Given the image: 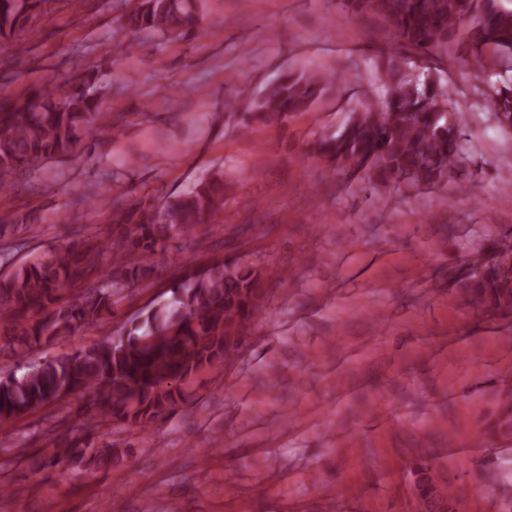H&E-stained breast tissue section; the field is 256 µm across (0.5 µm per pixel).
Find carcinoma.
<instances>
[{
    "label": "carcinoma",
    "mask_w": 512,
    "mask_h": 512,
    "mask_svg": "<svg viewBox=\"0 0 512 512\" xmlns=\"http://www.w3.org/2000/svg\"><path fill=\"white\" fill-rule=\"evenodd\" d=\"M0 0V32L14 31L21 10L40 0ZM353 13H373L393 27L396 51L379 56L375 69L385 93L381 105L353 112L335 135L315 140L314 152L336 168L365 170L379 190L396 181L411 186L445 185L466 169L462 90L452 87L438 67L407 69L406 53L433 58L450 55L464 32L463 46L476 59L475 78L484 88L479 108L500 128L512 129V80L488 82L486 66L512 69V0H343ZM203 0H141L118 18L135 37L179 38L201 17ZM98 74L90 70L56 96L43 88L0 100V184L20 169L78 155L82 129L91 137L118 134L100 111ZM327 77L285 71L266 92L239 113L241 129L309 111ZM111 223L124 229L114 245L80 242L37 258L0 281V335L5 345L29 346L44 336H64L82 324L112 313L114 297L137 278L139 266L156 249L188 236L208 216L224 212V177L211 175L190 192L162 207L143 202L131 210L93 197ZM32 213L0 212V239ZM112 270L101 271L104 254ZM83 288L74 293L68 289ZM475 294L487 306L512 307V265L499 261L474 273ZM171 296L143 314L136 326L109 344L92 345L32 366L20 377L0 379V419L24 417L82 391L83 433L54 437L40 449L38 473L48 466L112 460L92 435L111 420L145 423L171 414L182 399L181 383L231 358L243 326L262 311L263 280L242 262L222 261L190 269L170 286ZM428 512H453L456 495L427 485L420 492Z\"/></svg>",
    "instance_id": "cac0c4a2"
}]
</instances>
